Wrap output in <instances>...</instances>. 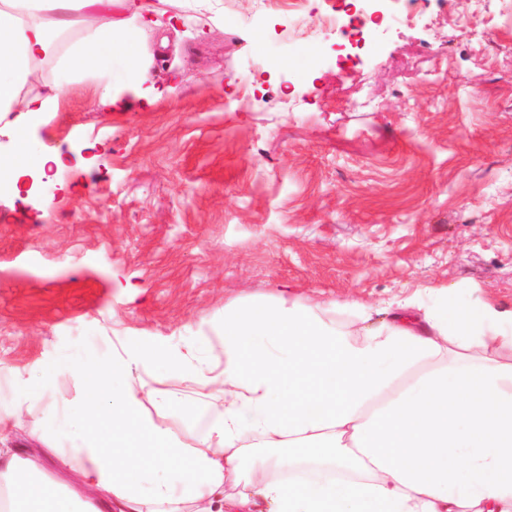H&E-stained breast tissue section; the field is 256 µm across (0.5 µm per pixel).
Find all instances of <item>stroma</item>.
<instances>
[{
	"mask_svg": "<svg viewBox=\"0 0 512 512\" xmlns=\"http://www.w3.org/2000/svg\"><path fill=\"white\" fill-rule=\"evenodd\" d=\"M157 7L170 22L142 46L160 97L92 109L77 79L34 133L66 156V191L33 207L0 189V377L86 336L180 346L257 296L385 305L458 287L512 306V23L497 10L424 0L429 22L367 36L344 78L334 54L282 47L287 15L253 0ZM257 36L269 61L244 94ZM39 423L24 414L0 446L70 481Z\"/></svg>",
	"mask_w": 512,
	"mask_h": 512,
	"instance_id": "1",
	"label": "stroma"
}]
</instances>
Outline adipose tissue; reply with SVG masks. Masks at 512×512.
I'll return each mask as SVG.
<instances>
[{
	"label": "adipose tissue",
	"instance_id": "1",
	"mask_svg": "<svg viewBox=\"0 0 512 512\" xmlns=\"http://www.w3.org/2000/svg\"><path fill=\"white\" fill-rule=\"evenodd\" d=\"M154 0H0V180L45 175L30 131L75 75L117 104L159 96L139 36ZM79 30L60 48L57 38ZM57 60L52 93L24 92ZM224 342L223 362L210 356ZM80 386L54 399L55 374ZM178 375L185 389H165ZM42 405L41 436L77 476L45 481L35 462L0 469V512H512V309L465 288L376 308L254 298L225 305L213 336L168 351L75 344L22 382L0 383L20 418ZM233 494H226V487Z\"/></svg>",
	"mask_w": 512,
	"mask_h": 512
}]
</instances>
